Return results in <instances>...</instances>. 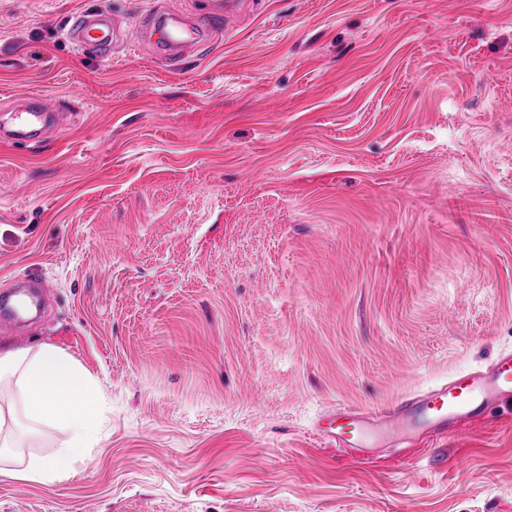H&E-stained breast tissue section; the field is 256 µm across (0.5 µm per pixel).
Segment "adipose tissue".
I'll return each instance as SVG.
<instances>
[{"mask_svg":"<svg viewBox=\"0 0 512 512\" xmlns=\"http://www.w3.org/2000/svg\"><path fill=\"white\" fill-rule=\"evenodd\" d=\"M14 375L19 382L12 404L0 408V431L20 415L30 430L50 426L68 435L63 446L31 457L24 479L48 482L67 475L75 463L88 460L100 438L96 382L73 358L49 345L0 348V380Z\"/></svg>","mask_w":512,"mask_h":512,"instance_id":"1","label":"adipose tissue"}]
</instances>
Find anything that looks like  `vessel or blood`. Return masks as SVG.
Here are the masks:
<instances>
[{
    "instance_id": "vessel-or-blood-1",
    "label": "vessel or blood",
    "mask_w": 512,
    "mask_h": 512,
    "mask_svg": "<svg viewBox=\"0 0 512 512\" xmlns=\"http://www.w3.org/2000/svg\"><path fill=\"white\" fill-rule=\"evenodd\" d=\"M69 34L78 47L88 43L109 46L117 39L115 23L107 10L76 20ZM52 116L41 101L16 111L12 137L28 140L42 134ZM512 403V351L498 355L483 371L469 372L449 379L426 392L405 398L390 407L375 411H353L349 417L357 423V444L378 448L401 436L473 417L492 404Z\"/></svg>"
}]
</instances>
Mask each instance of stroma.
<instances>
[{"mask_svg": "<svg viewBox=\"0 0 512 512\" xmlns=\"http://www.w3.org/2000/svg\"><path fill=\"white\" fill-rule=\"evenodd\" d=\"M151 0H0V328L99 382L102 437L13 429L0 512H512V410L381 448L375 411L512 350V0H263L167 62ZM108 10L124 35L67 31ZM51 133L5 139L32 96Z\"/></svg>", "mask_w": 512, "mask_h": 512, "instance_id": "obj_1", "label": "stroma"}]
</instances>
